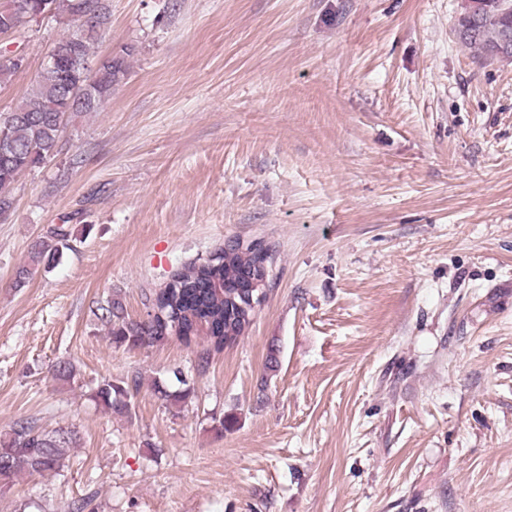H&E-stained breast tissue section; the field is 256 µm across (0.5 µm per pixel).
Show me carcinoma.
Here are the masks:
<instances>
[{"instance_id":"1","label":"carcinoma","mask_w":512,"mask_h":512,"mask_svg":"<svg viewBox=\"0 0 512 512\" xmlns=\"http://www.w3.org/2000/svg\"><path fill=\"white\" fill-rule=\"evenodd\" d=\"M94 23L82 37L68 34L57 43L62 65L52 71L41 70L31 92L8 113V137L15 151L8 159L0 158V214L11 207L10 192L19 175L53 158L59 151L63 129L70 120L88 112H99L112 97V92L128 72V57L133 49L104 59L95 57L101 29L107 23V8L103 0H83ZM54 16L77 18V0H48ZM512 33V0H500L483 9L473 36L461 37L469 49L488 57L490 48L505 32ZM79 42H74V38ZM91 82L92 99L75 102L69 90ZM69 231L60 226L44 239L35 241L30 250L31 266H22L16 274V286L21 287L31 274V267L48 265L69 248ZM269 246L236 245L223 248L214 260L204 259L185 266L175 274V280L148 299L149 307L157 314L148 319L125 317L123 306L110 300L101 307V321L108 327L112 343L129 349L148 348L162 344L172 337L185 343L203 336L217 350L237 341L251 327L255 313L240 307L243 299L240 286L252 267L272 264ZM139 382L114 383L101 381L92 399L105 410L127 415L131 410L132 392ZM76 442V431L58 427L52 431L38 428L34 423L19 419L10 432L0 437V455L12 461L8 472H0V491L22 475L42 474L60 470L69 460L70 448Z\"/></svg>"}]
</instances>
